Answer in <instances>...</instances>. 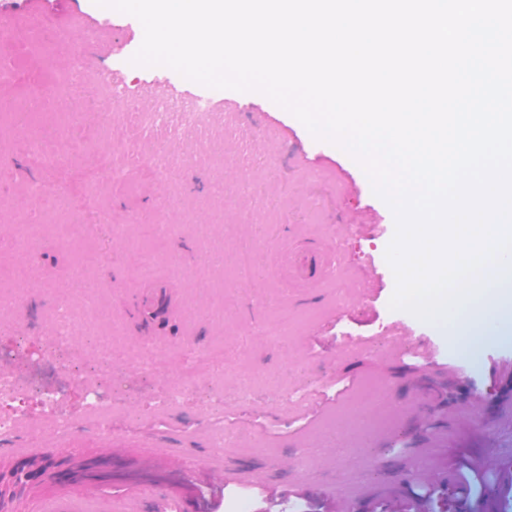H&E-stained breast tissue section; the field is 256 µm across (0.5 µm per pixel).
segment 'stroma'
<instances>
[{"mask_svg": "<svg viewBox=\"0 0 512 512\" xmlns=\"http://www.w3.org/2000/svg\"><path fill=\"white\" fill-rule=\"evenodd\" d=\"M0 15L24 33L0 48V66L14 72L0 81V268L30 265L36 276L4 287L13 303L0 320V367L59 389L60 412L81 416L91 389L112 406L103 428L76 430L56 446L43 438L47 413L26 393L23 424L0 440V465L113 459L111 481L71 484L49 473L6 502L7 512H157L162 500L172 512H227L239 498L251 512H283L290 499L301 512H337L335 488L356 502L355 512H428L411 499L420 468L448 479L467 456L512 457V339H500L502 292L465 306L482 343L475 353L453 343L448 324L391 310L385 251L394 214L346 152L316 140L265 95L230 89L215 92L224 108L213 125H182L156 147L130 112L154 109V82L182 93L196 85L167 67L132 64L143 40L135 17L93 0H0ZM75 63L87 82L58 95ZM104 72L118 96L94 83ZM22 224L45 227L34 251L15 243ZM310 236L335 251L339 274L315 288L288 287L270 243L297 248ZM90 253L101 261L84 280L112 313L116 351L174 352L166 370L145 372L131 358L112 373L99 367L82 322L72 327L70 370L29 365L53 334L60 300L77 298L71 274ZM151 257L161 263L158 277L177 286L176 317L139 326L126 300L147 292L137 270ZM222 298L223 318L209 317ZM398 323L414 346L437 349L446 375L412 349H395L382 330ZM349 336L366 347L342 349ZM218 345L226 348L223 376L189 379L191 355ZM183 378L179 407L159 410L158 399ZM350 380L354 388L339 396ZM217 397L237 440L220 457L211 451ZM450 407L463 420L445 430ZM219 467L237 474L216 483Z\"/></svg>", "mask_w": 512, "mask_h": 512, "instance_id": "stroma-1", "label": "stroma"}]
</instances>
